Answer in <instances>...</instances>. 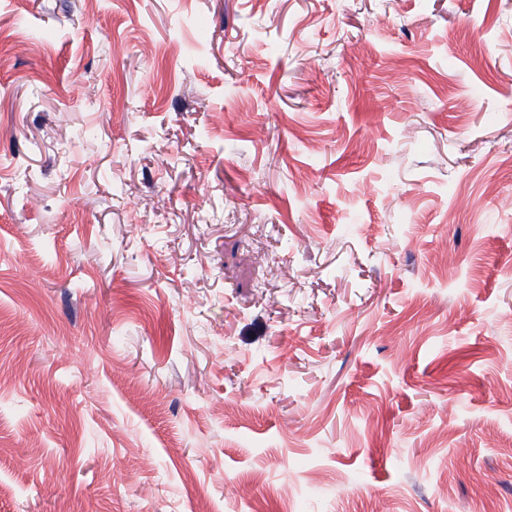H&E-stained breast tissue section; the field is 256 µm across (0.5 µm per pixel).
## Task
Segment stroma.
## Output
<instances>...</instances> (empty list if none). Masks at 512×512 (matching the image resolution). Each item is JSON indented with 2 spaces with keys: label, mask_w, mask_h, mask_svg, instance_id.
I'll list each match as a JSON object with an SVG mask.
<instances>
[{
  "label": "stroma",
  "mask_w": 512,
  "mask_h": 512,
  "mask_svg": "<svg viewBox=\"0 0 512 512\" xmlns=\"http://www.w3.org/2000/svg\"><path fill=\"white\" fill-rule=\"evenodd\" d=\"M0 27V512H512V0Z\"/></svg>",
  "instance_id": "obj_1"
}]
</instances>
